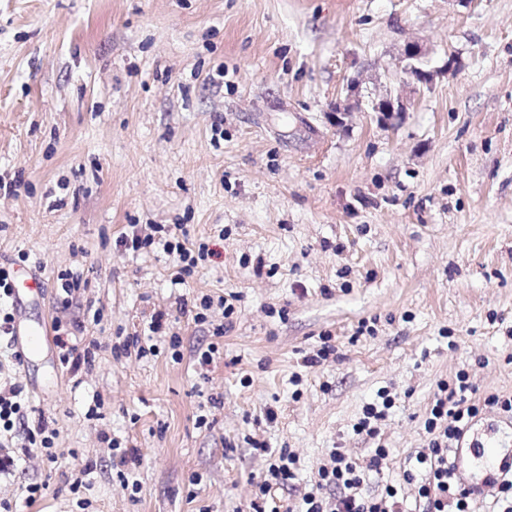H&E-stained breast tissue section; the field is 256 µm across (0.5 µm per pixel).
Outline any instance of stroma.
Masks as SVG:
<instances>
[{
  "instance_id": "stroma-1",
  "label": "stroma",
  "mask_w": 512,
  "mask_h": 512,
  "mask_svg": "<svg viewBox=\"0 0 512 512\" xmlns=\"http://www.w3.org/2000/svg\"><path fill=\"white\" fill-rule=\"evenodd\" d=\"M409 42L432 86L406 73ZM352 83L408 108L335 124ZM134 224L185 225L217 255L173 284L174 257L120 246ZM1 266L45 282L15 318L102 348L75 371L54 340L25 366L0 340V381L61 453L0 499L37 483L29 512H251L257 441L299 459L284 504L335 448H388L370 486L402 485L439 381L512 395V0H0ZM160 309L155 352L125 348ZM384 392L379 437L355 432ZM103 432L139 449L138 491Z\"/></svg>"
}]
</instances>
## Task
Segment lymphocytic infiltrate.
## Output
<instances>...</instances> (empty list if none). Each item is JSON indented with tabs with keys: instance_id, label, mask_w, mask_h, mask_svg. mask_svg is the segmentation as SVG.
Here are the masks:
<instances>
[{
	"instance_id": "f902f5d3",
	"label": "lymphocytic infiltrate",
	"mask_w": 512,
	"mask_h": 512,
	"mask_svg": "<svg viewBox=\"0 0 512 512\" xmlns=\"http://www.w3.org/2000/svg\"><path fill=\"white\" fill-rule=\"evenodd\" d=\"M128 250L138 252L153 245L177 258L179 269L174 283H184L198 263L212 255L208 243L191 247L186 242L166 238L141 236L139 232L124 236ZM475 389L466 371L456 373L454 380L442 382L434 395V402L424 421L426 446L418 450L412 468L404 470V482L412 486V495L399 493L395 486H385L383 492L369 490L371 473L379 472L381 463L389 455L387 449H375L365 461L358 463L341 451H332L330 466L321 468L319 478L301 498L299 512H469L474 497L457 474L456 455L460 440L483 409H499L512 414V395L491 393L483 401H475ZM28 445L21 454L0 448V475L10 474L18 466L21 456L39 452L45 460L54 463L58 454L45 421L27 427ZM335 488V496H328V488Z\"/></svg>"
}]
</instances>
